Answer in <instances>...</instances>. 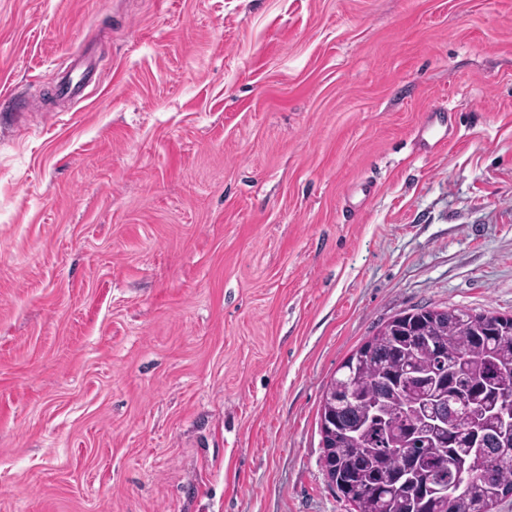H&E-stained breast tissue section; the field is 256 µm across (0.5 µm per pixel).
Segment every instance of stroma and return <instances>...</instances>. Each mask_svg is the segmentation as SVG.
Returning a JSON list of instances; mask_svg holds the SVG:
<instances>
[{"instance_id":"obj_1","label":"stroma","mask_w":512,"mask_h":512,"mask_svg":"<svg viewBox=\"0 0 512 512\" xmlns=\"http://www.w3.org/2000/svg\"><path fill=\"white\" fill-rule=\"evenodd\" d=\"M6 93L0 512H348L337 367L512 315V0H0ZM432 114L417 131L420 141L427 145L429 150H438L448 142L452 134L450 114L444 104L429 110Z\"/></svg>"}]
</instances>
